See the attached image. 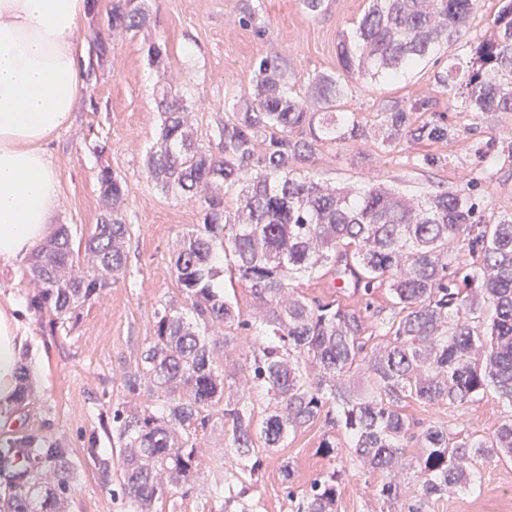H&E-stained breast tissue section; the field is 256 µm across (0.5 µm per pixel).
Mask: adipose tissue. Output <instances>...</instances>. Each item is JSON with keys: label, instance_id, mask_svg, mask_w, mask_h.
Listing matches in <instances>:
<instances>
[{"label": "adipose tissue", "instance_id": "adipose-tissue-1", "mask_svg": "<svg viewBox=\"0 0 512 512\" xmlns=\"http://www.w3.org/2000/svg\"><path fill=\"white\" fill-rule=\"evenodd\" d=\"M86 16V0H0V269L56 231L59 180L44 144L83 87L75 35ZM25 317L16 299L0 300V421L17 392Z\"/></svg>", "mask_w": 512, "mask_h": 512}]
</instances>
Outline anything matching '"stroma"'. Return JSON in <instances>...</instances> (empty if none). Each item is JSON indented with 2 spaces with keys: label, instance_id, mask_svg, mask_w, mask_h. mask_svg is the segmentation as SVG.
<instances>
[{
  "label": "stroma",
  "instance_id": "35a3bbf8",
  "mask_svg": "<svg viewBox=\"0 0 512 512\" xmlns=\"http://www.w3.org/2000/svg\"><path fill=\"white\" fill-rule=\"evenodd\" d=\"M87 19L78 33L87 48L83 88L69 124L54 134L44 150L58 171L57 224L69 226L74 239L87 236L102 210L97 177L109 168L124 177L123 207L131 226L128 266L102 294L85 302L76 325H55L50 315L29 310L23 361L34 382L35 397L18 413L15 435L52 430L63 436L79 465L80 478L69 500V512H126L121 494L101 490L91 454L112 451V403L124 397V371L139 361L153 333L154 312L182 303L171 268V256L182 237L201 221L199 203L163 194L145 169L160 126L158 103L163 95L191 101L199 135L211 133L218 118L241 112L253 101L254 64L270 47L288 63L291 94L309 93L310 80L322 73L341 75L346 93L339 109L354 113L366 126L376 112L428 93L435 111L446 113L459 131L449 144L401 143L381 151L375 134L349 144L320 143L314 151L315 179L331 186L366 187L377 178L403 195L415 197L456 187L465 175L481 171L477 141L496 138L512 143V114L474 120L459 104L437 92L435 78L448 65L437 53L407 70L399 79L370 80L342 75L337 56L341 33L353 31L368 0H324L310 14L302 0H263L254 25L239 22V0H146L149 21L122 37H108L105 57H98L94 36L106 34L112 0H89ZM167 51V67H152L150 43ZM429 154L436 162L411 170L413 158ZM477 200L490 213L512 210V158L500 154ZM414 420L438 421L456 431L493 433L506 410L495 395L473 406L451 409L409 402ZM324 422L290 435L282 448L263 455L254 499L257 512H296L301 492L329 467L342 471L337 512H380L375 489L379 473L347 458L324 455ZM200 490L178 499L176 512H218L220 501L207 488L216 473L237 472L238 458L221 425L200 439ZM290 460L285 477L282 460ZM480 487L422 500L419 478L409 475L396 504L397 512H512V460L481 457L474 464Z\"/></svg>",
  "mask_w": 512,
  "mask_h": 512
}]
</instances>
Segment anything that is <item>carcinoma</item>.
Returning <instances> with one entry per match:
<instances>
[{
	"label": "carcinoma",
	"mask_w": 512,
	"mask_h": 512,
	"mask_svg": "<svg viewBox=\"0 0 512 512\" xmlns=\"http://www.w3.org/2000/svg\"><path fill=\"white\" fill-rule=\"evenodd\" d=\"M475 0H368L355 30L339 36L343 71L353 77L397 79L432 54L448 53L437 85L476 118L512 114V0H498L489 34L462 61L451 48L466 33ZM143 0H112L110 31L146 25ZM151 66L167 52L152 43ZM255 103L224 114L214 139L194 134L181 98L159 102V134L146 161L156 187L196 200L201 223L183 236L172 270L185 305L155 312L153 336L140 362L123 374L130 396L112 404V450L91 453L109 490L119 469L128 512H157L156 503L198 489V433L213 418L229 426L239 473L218 478L210 494L220 512H255L259 456L290 434L322 420L344 433L345 448L323 440L325 453L347 451L356 464L381 473L377 497L394 504L404 474L417 470L425 499L450 489L475 491L469 470L478 457L512 456V212L487 216L474 202L479 181L399 195L379 184L351 193L331 189L310 172L314 145L365 136L351 112H335L344 86L333 75L311 81L312 99L288 94L286 67L272 49L257 63ZM431 96L377 113L381 146L449 143L458 137ZM265 145L257 151V143ZM503 148L491 138L476 153L490 170ZM103 212L82 245L63 225L34 253L31 303L62 324L125 272L130 225L119 211L126 182L110 169L98 175ZM241 187L235 212L222 188ZM230 273L245 285L258 317H243L221 284ZM341 280L364 298L383 288L391 301L381 317L335 301L309 300L294 283ZM262 340L244 353L247 381L231 391L217 351L235 345L239 330ZM373 336L385 340L373 346ZM496 395L510 415L489 435L454 432L438 422L416 427L403 412L412 400L465 408ZM267 399L254 423L252 394ZM35 397L21 368L13 411ZM419 453L411 456L407 443ZM78 466L54 434L0 438V512H67ZM341 471L323 472L305 489L298 512H336Z\"/></svg>",
	"instance_id": "obj_1"
}]
</instances>
